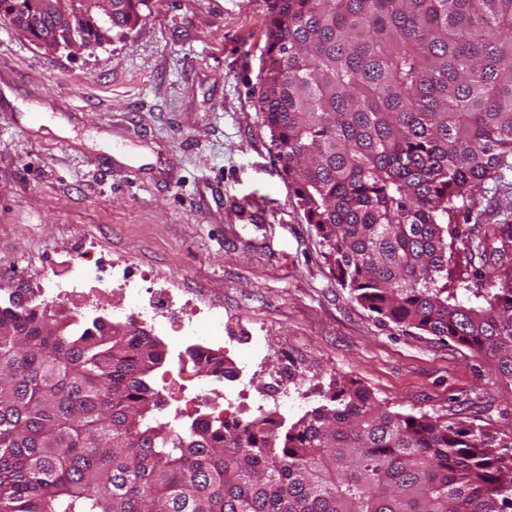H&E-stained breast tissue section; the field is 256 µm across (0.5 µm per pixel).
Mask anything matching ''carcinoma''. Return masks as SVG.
I'll use <instances>...</instances> for the list:
<instances>
[{"label": "carcinoma", "mask_w": 512, "mask_h": 512, "mask_svg": "<svg viewBox=\"0 0 512 512\" xmlns=\"http://www.w3.org/2000/svg\"><path fill=\"white\" fill-rule=\"evenodd\" d=\"M41 5L0 0V19L78 50L126 39L150 0H112L109 24ZM260 79L281 175L341 285L512 385L511 222L462 241L470 271L448 287L459 203L512 172V0H273ZM164 362L130 327L0 306V512H512V435L390 411L342 378L283 433L265 416L179 433L156 418Z\"/></svg>", "instance_id": "obj_1"}]
</instances>
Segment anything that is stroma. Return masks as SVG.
<instances>
[{
	"instance_id": "obj_1",
	"label": "stroma",
	"mask_w": 512,
	"mask_h": 512,
	"mask_svg": "<svg viewBox=\"0 0 512 512\" xmlns=\"http://www.w3.org/2000/svg\"><path fill=\"white\" fill-rule=\"evenodd\" d=\"M273 0H152L123 42L48 53L0 20V304L90 250L105 282L224 312V358L256 336L317 406L357 381L403 414L512 432L492 360L378 320L342 288L279 172L258 108ZM512 220V173L453 225Z\"/></svg>"
}]
</instances>
